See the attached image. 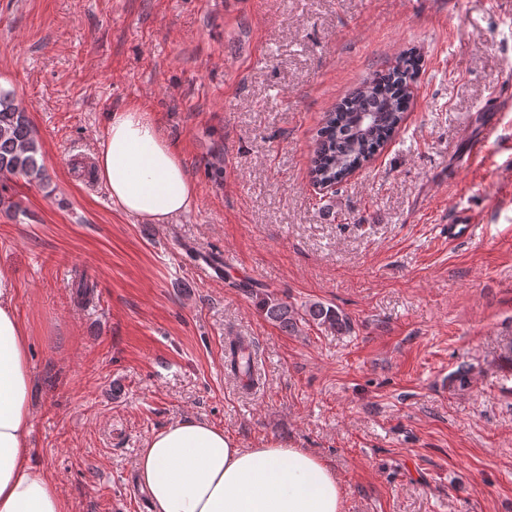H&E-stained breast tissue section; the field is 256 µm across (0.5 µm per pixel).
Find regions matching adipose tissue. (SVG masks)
<instances>
[{
  "label": "adipose tissue",
  "instance_id": "ef3b65f1",
  "mask_svg": "<svg viewBox=\"0 0 512 512\" xmlns=\"http://www.w3.org/2000/svg\"><path fill=\"white\" fill-rule=\"evenodd\" d=\"M95 175L113 203L152 224L192 206L197 185L176 145L139 103L112 111ZM34 380L16 283L0 268V512H69L59 485L31 457ZM153 512H344L335 472L301 448H242L198 418L174 421L135 461Z\"/></svg>",
  "mask_w": 512,
  "mask_h": 512
}]
</instances>
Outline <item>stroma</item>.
<instances>
[{"instance_id": "1", "label": "stroma", "mask_w": 512, "mask_h": 512, "mask_svg": "<svg viewBox=\"0 0 512 512\" xmlns=\"http://www.w3.org/2000/svg\"><path fill=\"white\" fill-rule=\"evenodd\" d=\"M407 49L423 66L401 128L318 191L325 112ZM0 87L47 174L10 182L0 267L30 335L34 461L72 512H151L135 460L188 417L318 456L345 512H512V108H490L512 94V0H0ZM133 101L198 187L169 224L92 171ZM460 212L473 237L452 244ZM266 294L352 328L283 332ZM237 336L259 389L224 367Z\"/></svg>"}]
</instances>
